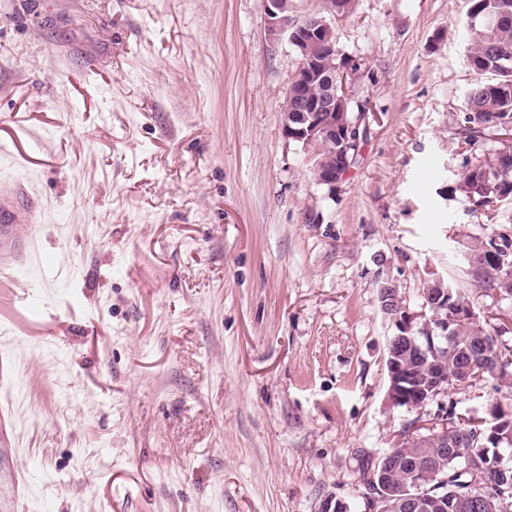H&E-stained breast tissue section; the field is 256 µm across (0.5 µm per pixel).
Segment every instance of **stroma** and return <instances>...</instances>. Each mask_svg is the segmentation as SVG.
<instances>
[{
    "instance_id": "35a3bbf8",
    "label": "stroma",
    "mask_w": 512,
    "mask_h": 512,
    "mask_svg": "<svg viewBox=\"0 0 512 512\" xmlns=\"http://www.w3.org/2000/svg\"><path fill=\"white\" fill-rule=\"evenodd\" d=\"M469 0H354L332 18L367 138L319 184L283 132L299 65L263 0H0V185L41 210L0 275V512H368L360 472L448 412H512V366L408 410L388 398L392 281L467 287L512 225L466 198L503 147L460 134L482 80ZM29 494L12 506L10 472Z\"/></svg>"
}]
</instances>
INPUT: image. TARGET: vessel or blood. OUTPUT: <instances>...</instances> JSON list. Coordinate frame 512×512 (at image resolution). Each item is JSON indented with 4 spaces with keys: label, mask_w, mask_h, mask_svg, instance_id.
<instances>
[{
    "label": "vessel or blood",
    "mask_w": 512,
    "mask_h": 512,
    "mask_svg": "<svg viewBox=\"0 0 512 512\" xmlns=\"http://www.w3.org/2000/svg\"><path fill=\"white\" fill-rule=\"evenodd\" d=\"M39 209L19 182L0 189V270L10 271L24 262L26 248L38 230Z\"/></svg>",
    "instance_id": "obj_1"
}]
</instances>
